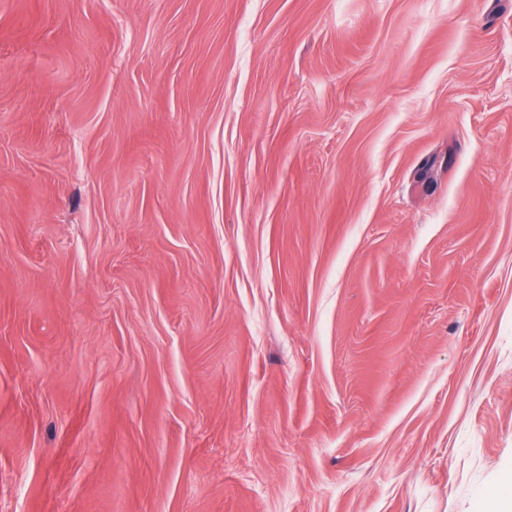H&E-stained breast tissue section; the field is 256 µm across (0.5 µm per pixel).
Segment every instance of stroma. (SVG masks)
<instances>
[{
  "mask_svg": "<svg viewBox=\"0 0 512 512\" xmlns=\"http://www.w3.org/2000/svg\"><path fill=\"white\" fill-rule=\"evenodd\" d=\"M512 495V0H0V512Z\"/></svg>",
  "mask_w": 512,
  "mask_h": 512,
  "instance_id": "obj_1",
  "label": "stroma"
}]
</instances>
